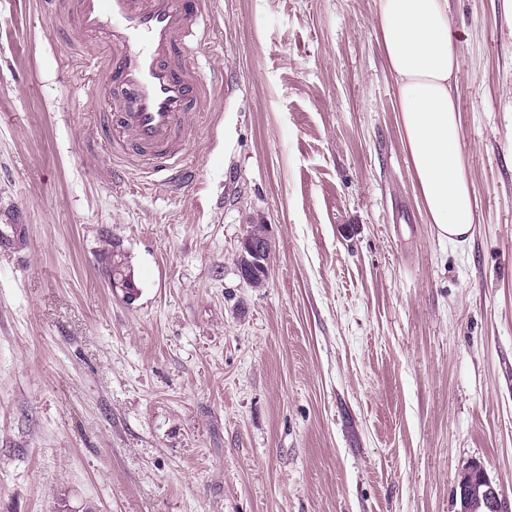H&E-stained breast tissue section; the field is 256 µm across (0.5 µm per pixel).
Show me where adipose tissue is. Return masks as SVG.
I'll return each mask as SVG.
<instances>
[{
  "mask_svg": "<svg viewBox=\"0 0 512 512\" xmlns=\"http://www.w3.org/2000/svg\"><path fill=\"white\" fill-rule=\"evenodd\" d=\"M375 30L395 86L408 170L439 236L465 242L478 203L465 172L456 106L458 44L448 0H376Z\"/></svg>",
  "mask_w": 512,
  "mask_h": 512,
  "instance_id": "adipose-tissue-1",
  "label": "adipose tissue"
}]
</instances>
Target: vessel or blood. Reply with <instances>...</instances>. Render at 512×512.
Listing matches in <instances>:
<instances>
[{
    "label": "vessel or blood",
    "instance_id": "1",
    "mask_svg": "<svg viewBox=\"0 0 512 512\" xmlns=\"http://www.w3.org/2000/svg\"><path fill=\"white\" fill-rule=\"evenodd\" d=\"M76 23L102 36L88 75L112 95L105 146L143 174L183 182L185 133L216 92L188 56L215 51L208 0H77Z\"/></svg>",
    "mask_w": 512,
    "mask_h": 512
}]
</instances>
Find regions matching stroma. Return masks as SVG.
I'll return each instance as SVG.
<instances>
[{
	"instance_id": "35a3bbf8",
	"label": "stroma",
	"mask_w": 512,
	"mask_h": 512,
	"mask_svg": "<svg viewBox=\"0 0 512 512\" xmlns=\"http://www.w3.org/2000/svg\"><path fill=\"white\" fill-rule=\"evenodd\" d=\"M183 188L100 146L74 0H0V512L512 510V21L448 0L479 199L428 224L374 0H210ZM270 275L239 276L255 225ZM127 252L111 287L103 234ZM105 245L111 247L103 248V254L108 260V275L112 277V287L120 288L127 295H133L136 291L134 272L125 251L116 252L113 249V242L110 237H104ZM469 479L467 486L461 485V511L462 512H508L500 498L497 488L492 484L483 466L475 464L465 473ZM468 486H474L477 494L472 499V491L468 493Z\"/></svg>"
}]
</instances>
